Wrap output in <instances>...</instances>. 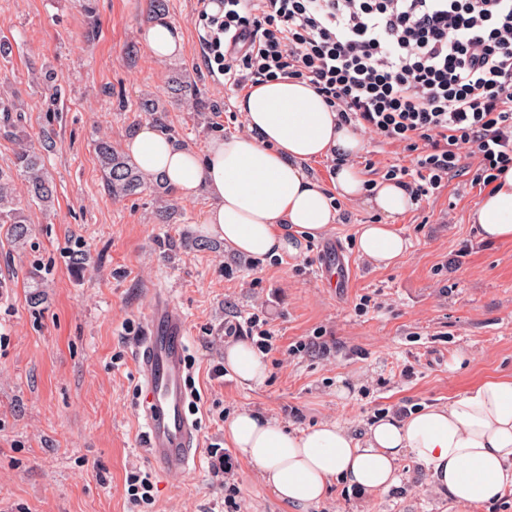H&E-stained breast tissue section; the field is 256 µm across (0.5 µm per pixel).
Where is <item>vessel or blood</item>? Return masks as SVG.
Segmentation results:
<instances>
[{
    "mask_svg": "<svg viewBox=\"0 0 512 512\" xmlns=\"http://www.w3.org/2000/svg\"><path fill=\"white\" fill-rule=\"evenodd\" d=\"M186 322L168 295L155 297L150 331L134 347L140 377L137 414L145 429L146 449L160 470H189L200 452L194 419L187 411Z\"/></svg>",
    "mask_w": 512,
    "mask_h": 512,
    "instance_id": "1",
    "label": "vessel or blood"
}]
</instances>
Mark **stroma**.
I'll return each mask as SVG.
<instances>
[{"label": "stroma", "mask_w": 512, "mask_h": 512, "mask_svg": "<svg viewBox=\"0 0 512 512\" xmlns=\"http://www.w3.org/2000/svg\"><path fill=\"white\" fill-rule=\"evenodd\" d=\"M150 0H0V100L16 104L31 141L54 132L45 167L55 189L51 209L25 202L31 234L15 243L0 224V512H129L126 476H151L147 512H221L234 483L244 512H301L281 503L258 469L224 432L249 410L294 428L337 421L362 435L380 417L447 403L473 383L512 377V243L478 241L468 215L480 195L469 171L424 197L395 227L411 246L386 269L360 257L355 230L381 217L360 202L339 201L326 236L299 254L252 265L203 230L206 194L176 196L160 223L152 186L116 197L103 186L94 152L109 139L124 149L148 122L143 98L167 100L182 73L203 111L170 106L165 131L203 150L214 137L243 132L240 90L205 61L202 13L208 0H166L165 17L181 26V58L153 59L142 31ZM402 145L364 137L354 164L367 182L391 165H410ZM85 259H73V245ZM337 245L334 274L320 276ZM232 277H225V266ZM186 316L193 416L201 454L183 473L157 469L137 416L139 380L133 341L149 325L155 291ZM262 312L275 334L268 377L248 385L217 375L228 343L224 325ZM318 340L319 349L300 351ZM230 455L229 477L215 475V449ZM399 483L363 496L332 485L309 512H448L411 456Z\"/></svg>", "instance_id": "1"}]
</instances>
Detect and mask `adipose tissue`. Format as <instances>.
Returning <instances> with one entry per match:
<instances>
[{"label":"adipose tissue","mask_w":512,"mask_h":512,"mask_svg":"<svg viewBox=\"0 0 512 512\" xmlns=\"http://www.w3.org/2000/svg\"><path fill=\"white\" fill-rule=\"evenodd\" d=\"M144 37L157 61L183 54V35L165 17L154 19ZM237 108L244 132L211 139L203 150L145 123L127 141V151L143 173L164 179L180 197L206 194L204 230L233 254L265 259L297 253L302 242L335 224L337 198L363 199L383 217L357 229L363 258L388 267L407 253L410 243L392 222L411 208L408 193L390 181L365 187L351 163L363 146L360 132L342 124L311 86L295 79L255 84ZM332 155L340 165L327 187L305 166ZM469 220L483 242L512 241V168L483 190ZM224 364L246 384L267 377L265 355L244 340L225 347ZM225 431L267 487L291 505L321 502L337 481L367 496L386 491L397 484L396 462L406 453L424 466L435 489L447 491L453 512H480L512 493V377L482 380L443 406L386 416L359 438L337 422L298 432L248 411L228 419Z\"/></svg>","instance_id":"obj_1"}]
</instances>
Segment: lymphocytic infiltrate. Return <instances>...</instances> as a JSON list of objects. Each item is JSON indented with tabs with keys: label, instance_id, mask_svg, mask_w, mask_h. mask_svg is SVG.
I'll list each match as a JSON object with an SVG mask.
<instances>
[{
	"label": "lymphocytic infiltrate",
	"instance_id": "1",
	"mask_svg": "<svg viewBox=\"0 0 512 512\" xmlns=\"http://www.w3.org/2000/svg\"><path fill=\"white\" fill-rule=\"evenodd\" d=\"M206 41L225 83H308L345 124L402 144L385 177L419 199L463 158L512 167V0H216Z\"/></svg>",
	"mask_w": 512,
	"mask_h": 512
}]
</instances>
